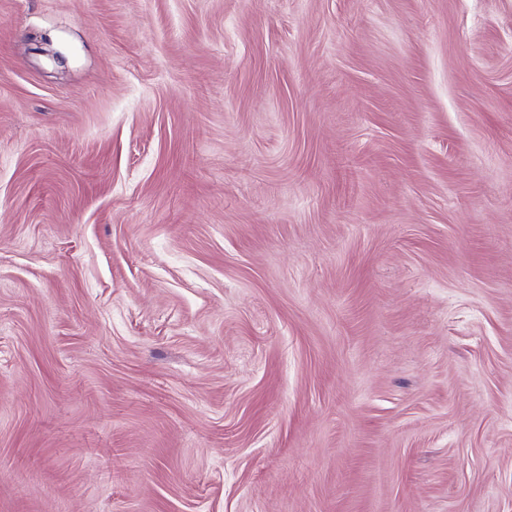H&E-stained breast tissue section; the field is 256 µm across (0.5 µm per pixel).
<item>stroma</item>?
I'll use <instances>...</instances> for the list:
<instances>
[{"label":"stroma","instance_id":"obj_1","mask_svg":"<svg viewBox=\"0 0 512 512\" xmlns=\"http://www.w3.org/2000/svg\"><path fill=\"white\" fill-rule=\"evenodd\" d=\"M0 512H512V0H0Z\"/></svg>","mask_w":512,"mask_h":512}]
</instances>
